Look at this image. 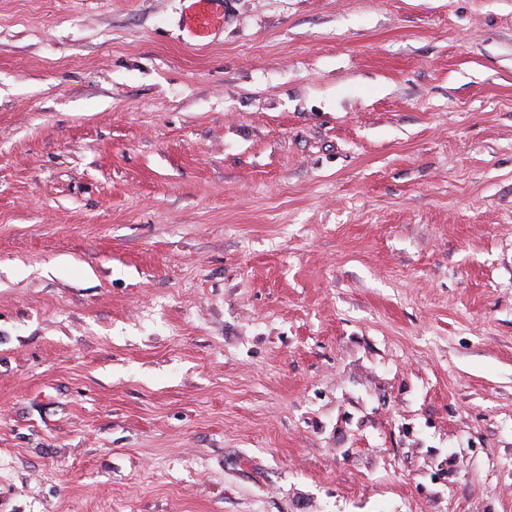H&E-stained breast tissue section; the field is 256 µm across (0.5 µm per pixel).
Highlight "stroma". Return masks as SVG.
<instances>
[{
    "label": "stroma",
    "instance_id": "stroma-1",
    "mask_svg": "<svg viewBox=\"0 0 512 512\" xmlns=\"http://www.w3.org/2000/svg\"><path fill=\"white\" fill-rule=\"evenodd\" d=\"M0 0V512H512V0Z\"/></svg>",
    "mask_w": 512,
    "mask_h": 512
}]
</instances>
